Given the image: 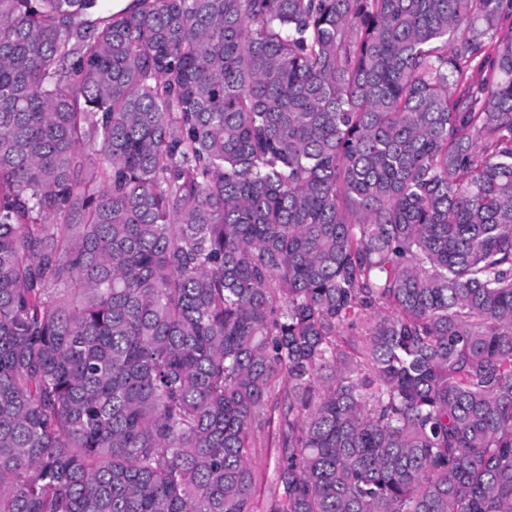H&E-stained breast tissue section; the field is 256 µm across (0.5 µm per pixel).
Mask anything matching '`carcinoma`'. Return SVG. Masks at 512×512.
Wrapping results in <instances>:
<instances>
[{"label": "carcinoma", "instance_id": "carcinoma-1", "mask_svg": "<svg viewBox=\"0 0 512 512\" xmlns=\"http://www.w3.org/2000/svg\"><path fill=\"white\" fill-rule=\"evenodd\" d=\"M0 0V512H512V0ZM255 449L257 454L253 464V473L257 492L253 501V512H269L267 487L273 477L279 452L274 427L266 429L261 436V445Z\"/></svg>", "mask_w": 512, "mask_h": 512}]
</instances>
